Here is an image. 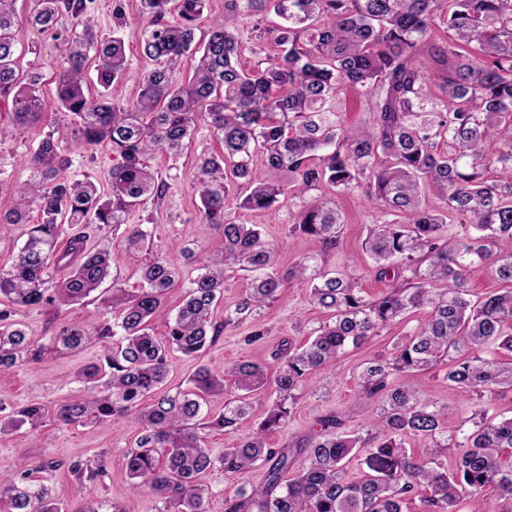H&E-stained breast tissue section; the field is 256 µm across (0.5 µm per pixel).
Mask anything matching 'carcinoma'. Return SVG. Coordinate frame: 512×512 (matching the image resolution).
I'll use <instances>...</instances> for the list:
<instances>
[{"mask_svg":"<svg viewBox=\"0 0 512 512\" xmlns=\"http://www.w3.org/2000/svg\"><path fill=\"white\" fill-rule=\"evenodd\" d=\"M206 2L143 0L148 23L141 45L151 68L141 74L136 101L121 110L105 91L126 73L124 38L98 36L93 0H33L32 26L56 31L65 19L72 26L56 82L58 107L78 118L79 146L107 140L117 163L103 196L94 181L65 175L71 160L52 135L28 158L31 176L21 202L0 210V224L27 223L28 206L42 219L30 225L10 268L0 269V298L7 299L0 302V368L42 360V349L15 321L16 307L78 303L110 275L109 253L88 249L84 233L67 236L70 227H125L135 261L152 249L150 231L127 223L132 211L165 196L167 184L149 161L159 151L178 155L203 125L223 146L196 161L202 220L217 231L219 246L188 276L164 336L151 332L150 321L180 271L159 256L140 267L139 288L113 283L107 313L93 324L58 328V349H76L91 336L106 346L103 358L82 371L91 394L61 404L56 420L110 424L135 415L142 432L125 455L126 475L132 489L159 495L165 512H207L212 488L203 474L218 470L231 479L258 463L266 467L263 485L225 494L224 512H404L415 498L419 512H459L465 499L470 512H496L487 489L512 500V417L491 413L490 405L512 389V362L467 352L493 345L512 354V250L505 248L512 243V182L495 176L512 170V0H228L234 15L272 11L281 20L268 29L276 52L249 71L236 63L238 34L227 17L196 47L195 21ZM17 24L9 0H0V96L12 97L16 125L24 128L39 120L44 100L42 76L17 69ZM440 24L452 31L442 46L432 36ZM191 51L198 53L193 74L178 83L173 73ZM91 52L102 88L95 98L86 92ZM342 88L369 103L371 118L357 129L345 128L333 110ZM284 171L289 186L275 178ZM234 190L243 191L240 206L253 211L308 196L289 233L312 238L318 250L279 270L275 245L260 226L238 224L224 212ZM359 190L382 213L364 242L375 278L388 282L376 298L364 294L357 278L324 266L343 227L336 196ZM428 192L438 201L433 208L423 204ZM454 223L461 232L450 235ZM233 267L249 273L250 288L217 323L213 309ZM488 271L508 290L471 299V282ZM294 279L312 282L311 301L329 318L302 345L282 340L270 402L250 437L215 456L197 422L235 431L261 403L264 362H235L219 373L202 365L188 389L144 404L164 382L171 352L197 358L248 319L244 341L263 340L268 330L257 315ZM410 312L424 318L397 339L390 358L359 373V393L374 404L365 435L330 416L294 449L269 445L268 435L287 425L293 405L322 371ZM432 368L446 370L449 388L476 396L470 428L449 427L434 400L399 382ZM228 384L234 397L224 401L223 413L206 419L203 404ZM46 415L40 404L8 409L0 403V434L35 429ZM412 436L429 441L423 453L405 448ZM446 448L456 449L451 471ZM363 451L369 472L354 479L347 465ZM299 455L305 465L282 481ZM47 467L53 463L1 473L0 512H65L36 477ZM68 472L83 485L103 477L105 466L73 461Z\"/></svg>","mask_w":512,"mask_h":512,"instance_id":"obj_1","label":"carcinoma"}]
</instances>
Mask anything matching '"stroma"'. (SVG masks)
<instances>
[{
    "instance_id": "35a3bbf8",
    "label": "stroma",
    "mask_w": 512,
    "mask_h": 512,
    "mask_svg": "<svg viewBox=\"0 0 512 512\" xmlns=\"http://www.w3.org/2000/svg\"><path fill=\"white\" fill-rule=\"evenodd\" d=\"M19 21L17 28L19 66L22 71H36L43 76L45 109L38 123L26 129H17L12 118L10 101L0 98V209L12 207L30 178L27 157L38 146L46 132H53L60 150L72 159L69 177L91 179L101 193L110 190L109 173L115 156L109 145L101 144L89 150L80 149L76 143L75 124L72 118L59 112L54 100L56 81L60 70L63 41L53 34L43 33L32 27L27 18L32 0H11ZM122 32L126 41L128 72L124 79L115 82L108 90L113 103L130 106L139 91V76L149 66L139 48V36L146 17L140 0H124ZM276 21L274 15L241 18L236 22L239 37L238 62L242 68H253L265 57L264 31ZM221 144L208 129H199L179 158H169L156 153L152 165L168 182L166 196L146 209L130 214L133 224L146 225L152 235L154 251L162 253L171 263L181 268L184 278L172 288L165 303L151 320L155 336H163L167 321L183 299L188 282L186 276L193 266L181 253L190 247L201 253L213 252L218 235L211 225L202 221L198 209L199 199L195 188L196 159L200 153H219ZM336 204L342 211L345 223L336 250L327 259L326 266L357 277L368 295L381 293L385 285L376 280L371 262L362 248L370 225L379 223L381 214L375 202L361 192L340 195ZM226 209L241 224L262 225L268 240L277 244L276 262L279 268H288L301 256L314 252L315 243L304 236H292L288 226L292 212L287 205H279L262 212L240 208L236 197H229ZM89 246L102 248L111 257V274L124 288H136L140 271L125 251L122 234L109 232L91 233ZM310 287L302 281L288 283L264 321L270 334L254 344L245 343L250 325L242 323L236 329L223 333L209 348L201 361L172 354L170 372L165 389L177 391L188 387L189 379L198 364L214 368L241 360L272 363L273 355L283 339L303 343L311 329L326 318L325 313L312 306ZM107 288H100L81 303L59 310L51 308L23 309L17 312L19 321L34 345L50 344L60 323L93 321L104 311L103 300ZM419 315L392 326L391 330L373 337L367 344L349 349L328 370L322 372L314 387L296 402L287 428L271 434L269 443L274 448H285L299 439L318 431L321 419L335 414L345 421L347 430L361 429L372 406L358 393L357 375L364 363L389 355L397 337L409 334L418 325ZM103 342L89 339L74 351L60 350L50 354L38 364L0 369V402L23 405L31 402L49 407L86 396L87 385L79 381V374L102 355ZM406 384L416 387L437 401L449 426L455 427L471 414V404L462 394L448 388L443 371L434 369L405 376ZM140 432L135 417L129 416L110 425H64L47 419L38 429L26 428L0 435V472L13 470L21 463L43 459L59 462V469L43 473L46 484L52 486L65 503L67 512H164L160 498L147 491L133 490L125 476L123 463L126 451L131 448ZM102 459L106 474L101 481L78 485L66 465L74 460ZM265 467L259 466L239 473L233 479H224L213 471L203 477L212 486L214 494L208 502V512H224V494L235 487H252L265 480Z\"/></svg>"
}]
</instances>
